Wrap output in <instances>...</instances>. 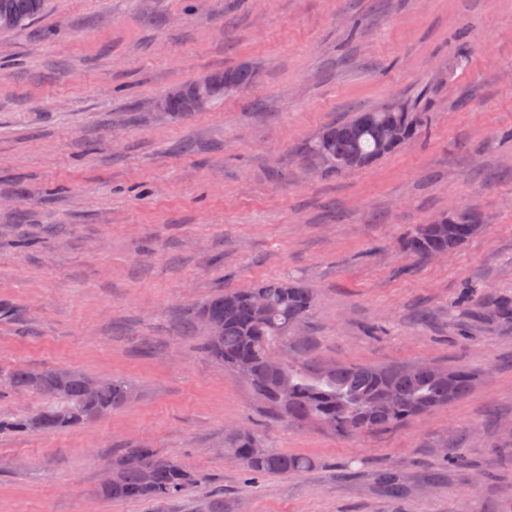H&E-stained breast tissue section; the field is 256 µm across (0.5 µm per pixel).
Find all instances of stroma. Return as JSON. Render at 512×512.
<instances>
[{
  "label": "stroma",
  "mask_w": 512,
  "mask_h": 512,
  "mask_svg": "<svg viewBox=\"0 0 512 512\" xmlns=\"http://www.w3.org/2000/svg\"><path fill=\"white\" fill-rule=\"evenodd\" d=\"M243 63L258 82L214 108L155 110ZM403 100L429 125L398 153L338 177L300 162L323 127ZM451 206L486 222L446 258L410 255L406 236ZM280 279L316 295L317 357L464 366L473 389L354 436L274 422L189 321ZM509 295L512 0H47L0 40V375L74 366L138 388L77 431L0 433V512H512ZM232 426L315 464L247 479ZM135 445L200 483L103 497Z\"/></svg>",
  "instance_id": "1"
}]
</instances>
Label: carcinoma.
<instances>
[{"mask_svg":"<svg viewBox=\"0 0 512 512\" xmlns=\"http://www.w3.org/2000/svg\"><path fill=\"white\" fill-rule=\"evenodd\" d=\"M45 0H0V29L14 32L28 25L44 9ZM235 89L251 86L259 73L247 65L226 69ZM386 124L405 126L412 140L427 126L426 113L405 102L400 108L388 107L354 113L327 125L299 148L305 158L326 155L332 164L316 170L321 176H339L369 167L401 149L391 145L379 150V131ZM474 212L457 209L453 216L437 215L419 225L406 238L410 254L428 258L467 242L464 228L472 223ZM262 293L268 304L265 317L257 316L255 296ZM316 298L310 288L287 281H266L250 288L213 296L198 307L191 319L197 326L203 319L223 323L224 335L205 338L208 355L240 374L256 396L271 409L272 418L290 425L325 424L342 436L385 430L435 410L465 396L474 374L465 367H436L429 373L414 363L377 368L360 363H332L309 352L290 362L283 360L276 372L266 363L267 356L288 345L293 327L307 320ZM11 392L33 394L47 400L46 406L32 414L0 419V431L18 434L51 433L81 429L91 416L99 418L129 404L136 387L122 378L88 393L93 375L73 367L55 369L18 368L9 372ZM256 437L245 428L227 435L232 453L242 458L244 471L255 476L300 474L313 465L305 456L269 450L264 457H253L250 448ZM157 458L151 448H126L114 457L118 467L112 487L102 496L114 499L167 500L177 498L197 483V476L170 459L145 478L144 465ZM384 492L392 497L402 493L399 478L383 472L378 477Z\"/></svg>","mask_w":512,"mask_h":512,"instance_id":"carcinoma-1","label":"carcinoma"}]
</instances>
